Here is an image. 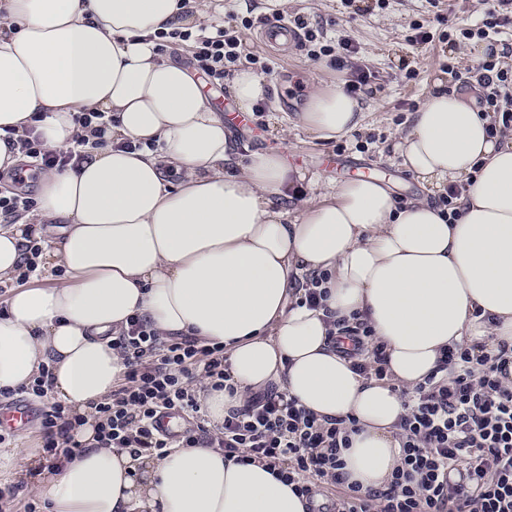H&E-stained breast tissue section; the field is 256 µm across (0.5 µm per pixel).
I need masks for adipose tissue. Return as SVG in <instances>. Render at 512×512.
<instances>
[{"instance_id": "adipose-tissue-1", "label": "adipose tissue", "mask_w": 512, "mask_h": 512, "mask_svg": "<svg viewBox=\"0 0 512 512\" xmlns=\"http://www.w3.org/2000/svg\"><path fill=\"white\" fill-rule=\"evenodd\" d=\"M185 0H0V170L24 161L21 139L66 151L90 142L78 168L47 170L33 212L57 227L63 277L12 291L0 313V389L51 391L85 422L81 452L32 487L45 512H306L291 486L219 448L134 456L98 447L93 406L121 381L113 334L131 316L162 336L220 344L229 389L199 390L211 428L267 387L320 417L352 418L346 484L387 486L401 462L402 390L437 369L443 349L512 346V143L489 117L445 92L413 114L397 148L438 188L462 183L458 218L419 198L397 204L375 177L302 202L296 224L271 207L300 172L275 151L237 163L223 117L153 35L209 24ZM108 113L101 134L76 121ZM300 119L319 138L359 127L344 91H311ZM132 142L126 150L124 142ZM326 274L322 308L295 287ZM359 317L389 357L368 379L330 337Z\"/></svg>"}]
</instances>
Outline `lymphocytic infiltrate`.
I'll return each mask as SVG.
<instances>
[{
  "label": "lymphocytic infiltrate",
  "instance_id": "f902f5d3",
  "mask_svg": "<svg viewBox=\"0 0 512 512\" xmlns=\"http://www.w3.org/2000/svg\"><path fill=\"white\" fill-rule=\"evenodd\" d=\"M294 23L303 30V46L312 59L328 57L340 70L356 51L351 39L325 44L303 18ZM510 23L512 0H495L481 24L461 31L463 38L475 36L484 43L477 66L460 73L458 80L461 86L479 87L481 112L495 116L488 129L492 136L512 127V68L501 64L512 45L499 37L501 27ZM157 37L161 52L172 44H189L195 69L216 85L223 84L227 65L237 63L244 48L240 30L226 27L212 36L176 29ZM339 332L352 341L349 355L355 370L385 379L384 345L371 327L363 321L343 323ZM112 345L124 352L126 371L123 383L94 407L99 447L159 456L171 448H219L225 459L260 463L277 473L307 499V512H512V386L504 383L512 374L508 346L493 354H477L466 346L443 352L437 373L404 395L401 464L388 488L363 492L344 483L341 451L349 447L351 431L345 420L318 418L272 389L230 411L218 433L201 424L178 437L159 430L162 412L199 413L191 387L196 374H203L213 388L225 387L229 375L223 346L191 336H157L137 317L113 337ZM82 421L59 403L43 412L42 449L51 466L61 467L78 449L72 432ZM329 483L342 491L326 500L322 488Z\"/></svg>",
  "mask_w": 512,
  "mask_h": 512
}]
</instances>
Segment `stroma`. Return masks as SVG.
<instances>
[{
  "instance_id": "1",
  "label": "stroma",
  "mask_w": 512,
  "mask_h": 512,
  "mask_svg": "<svg viewBox=\"0 0 512 512\" xmlns=\"http://www.w3.org/2000/svg\"><path fill=\"white\" fill-rule=\"evenodd\" d=\"M360 13H343L340 0H283L279 9L287 18L304 17L313 28L323 29L328 39L350 37L358 48L356 60L373 77L359 102L364 118L360 127L341 140L315 138L302 125L303 111L311 85L326 83L343 87L347 71L336 70L327 59H309L305 51L293 49L280 55L258 38L257 29L244 33L248 52L271 67L269 83L261 105V123L247 132H233L230 143L236 157L256 150H278L290 166L300 170L304 197H316L355 179L358 171L385 177L396 197L424 196L439 202L440 190L421 184L404 169L396 149L397 133L407 127L410 117L437 89H454V71L442 67L453 59L456 69L471 68L481 59L483 44L478 39L435 41L428 45L411 43L414 22H427L432 15L426 0H362ZM416 71L407 79V71Z\"/></svg>"
}]
</instances>
